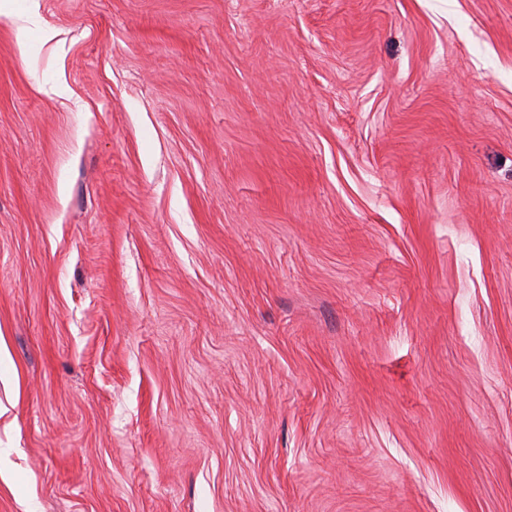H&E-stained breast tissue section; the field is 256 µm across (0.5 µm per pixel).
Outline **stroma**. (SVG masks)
Segmentation results:
<instances>
[{"instance_id": "obj_1", "label": "stroma", "mask_w": 512, "mask_h": 512, "mask_svg": "<svg viewBox=\"0 0 512 512\" xmlns=\"http://www.w3.org/2000/svg\"><path fill=\"white\" fill-rule=\"evenodd\" d=\"M27 6L0 512H512V0Z\"/></svg>"}]
</instances>
